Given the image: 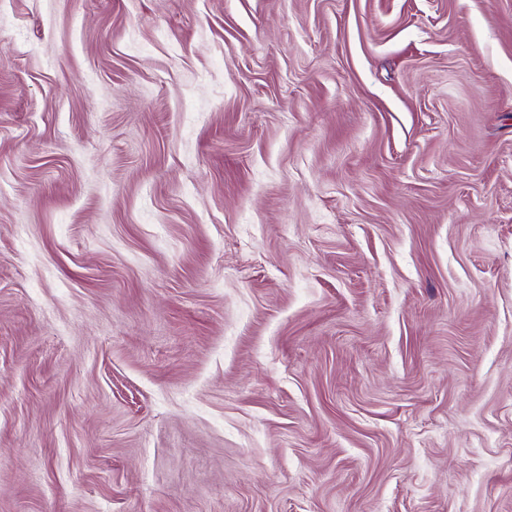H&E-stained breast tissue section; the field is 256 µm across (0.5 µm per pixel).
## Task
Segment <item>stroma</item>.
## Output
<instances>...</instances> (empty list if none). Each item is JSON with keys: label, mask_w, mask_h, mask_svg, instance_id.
Listing matches in <instances>:
<instances>
[{"label": "stroma", "mask_w": 512, "mask_h": 512, "mask_svg": "<svg viewBox=\"0 0 512 512\" xmlns=\"http://www.w3.org/2000/svg\"><path fill=\"white\" fill-rule=\"evenodd\" d=\"M0 512H512V0H0Z\"/></svg>", "instance_id": "obj_1"}]
</instances>
